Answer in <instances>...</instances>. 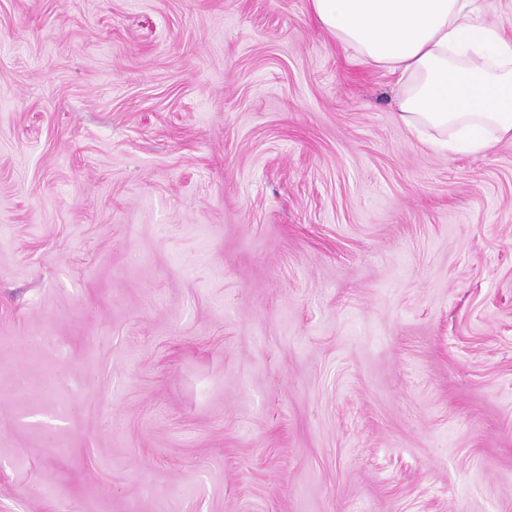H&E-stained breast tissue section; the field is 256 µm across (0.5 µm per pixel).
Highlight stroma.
<instances>
[{
	"label": "stroma",
	"instance_id": "1",
	"mask_svg": "<svg viewBox=\"0 0 512 512\" xmlns=\"http://www.w3.org/2000/svg\"><path fill=\"white\" fill-rule=\"evenodd\" d=\"M0 512H512V139L309 0H0Z\"/></svg>",
	"mask_w": 512,
	"mask_h": 512
}]
</instances>
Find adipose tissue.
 Wrapping results in <instances>:
<instances>
[{
	"label": "adipose tissue",
	"mask_w": 512,
	"mask_h": 512,
	"mask_svg": "<svg viewBox=\"0 0 512 512\" xmlns=\"http://www.w3.org/2000/svg\"><path fill=\"white\" fill-rule=\"evenodd\" d=\"M315 21L370 66L395 75L398 118L480 153L512 138V42L478 0H309Z\"/></svg>",
	"instance_id": "obj_1"
}]
</instances>
